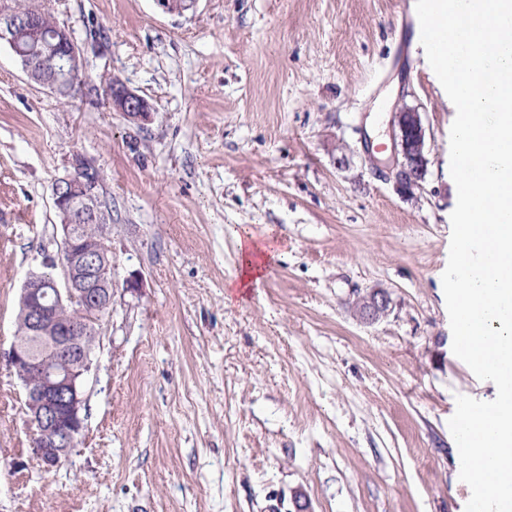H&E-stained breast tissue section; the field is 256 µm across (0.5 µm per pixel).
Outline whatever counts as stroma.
I'll use <instances>...</instances> for the list:
<instances>
[{"mask_svg":"<svg viewBox=\"0 0 512 512\" xmlns=\"http://www.w3.org/2000/svg\"><path fill=\"white\" fill-rule=\"evenodd\" d=\"M87 53L64 99L0 41V347L61 241L51 196L74 154L112 206L113 304L83 382L85 427L54 470L0 362V512H464L448 421L490 381L452 351L441 276L457 189L456 113L416 0H47ZM155 115L136 126L104 89ZM420 112L418 197L369 165ZM346 156L337 166V156ZM246 226L279 254L243 302ZM391 294L380 322L356 297ZM109 93L112 109L122 112L130 122L145 125L152 120L151 105L140 95L118 82L110 84Z\"/></svg>","mask_w":512,"mask_h":512,"instance_id":"obj_1","label":"stroma"}]
</instances>
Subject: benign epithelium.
I'll use <instances>...</instances> for the list:
<instances>
[{
    "label": "benign epithelium",
    "instance_id": "7a95c632",
    "mask_svg": "<svg viewBox=\"0 0 512 512\" xmlns=\"http://www.w3.org/2000/svg\"><path fill=\"white\" fill-rule=\"evenodd\" d=\"M196 0H156L165 13L181 15L190 10ZM43 37L38 14H16L0 11V39L5 41L16 59L30 73L34 64L25 55L23 45ZM54 38L68 42V49L55 55L51 63L53 76L43 83L54 92L62 83L73 84L82 72L85 49L70 36L68 27L57 28ZM112 109L121 112L131 122L145 125L153 118L151 105L140 95L124 85L110 84ZM426 134L420 113L414 108L401 107L390 118L391 154L381 163L369 155L373 169L394 181L399 192L413 197L422 190L428 170ZM101 178L89 162H70L52 189L54 206L60 216V261L63 279L50 277L42 272H31L21 291L20 305L26 317L30 337L48 345L49 354L35 357L24 343L13 341L0 359L19 371L26 389L28 424L32 429L33 451L41 468L47 472L58 467L70 449L75 446L84 427L83 411L86 399L83 380L90 369L89 351L83 348L88 334V323L82 319L84 309L105 312L112 307V279L106 274L104 260L112 256L107 233L89 245L82 238L81 225L90 222L99 201ZM55 304L81 302L77 309L79 319L60 325L53 320L49 307L44 304L47 296ZM391 297L379 288L360 298V318L375 323L390 311ZM78 346L77 358L61 365L49 366L48 361L60 350Z\"/></svg>",
    "mask_w": 512,
    "mask_h": 512
}]
</instances>
